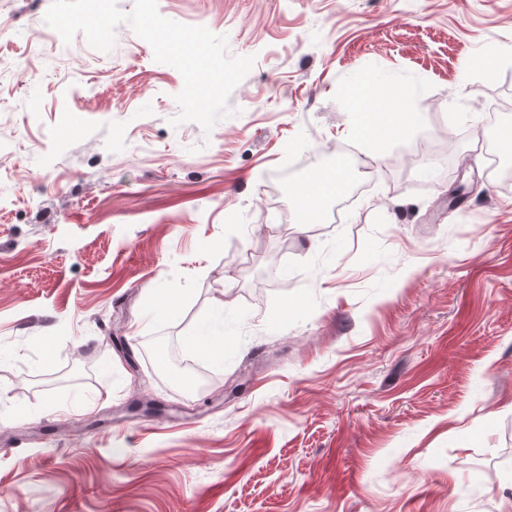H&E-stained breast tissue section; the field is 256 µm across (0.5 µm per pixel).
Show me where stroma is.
<instances>
[{"label":"stroma","instance_id":"obj_1","mask_svg":"<svg viewBox=\"0 0 512 512\" xmlns=\"http://www.w3.org/2000/svg\"><path fill=\"white\" fill-rule=\"evenodd\" d=\"M0 0V512H512V0H158L255 63L211 133L125 23ZM381 78L404 136L351 133ZM502 110L490 113L491 103ZM372 166L339 213L299 189ZM210 329L171 362V338ZM347 183V172L341 174L332 169L319 172L311 177L300 190V195L306 204L300 211V223H311L324 202L340 192Z\"/></svg>","mask_w":512,"mask_h":512}]
</instances>
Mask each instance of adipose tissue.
<instances>
[{"label":"adipose tissue","instance_id":"obj_1","mask_svg":"<svg viewBox=\"0 0 512 512\" xmlns=\"http://www.w3.org/2000/svg\"><path fill=\"white\" fill-rule=\"evenodd\" d=\"M348 95L355 110L354 133L360 140L379 143L403 135L415 120L414 113L396 111L400 92L380 96L371 87L356 86L349 89ZM347 183V174L331 169L311 177L300 190L305 201L300 211L301 222H312L324 202L340 192Z\"/></svg>","mask_w":512,"mask_h":512}]
</instances>
